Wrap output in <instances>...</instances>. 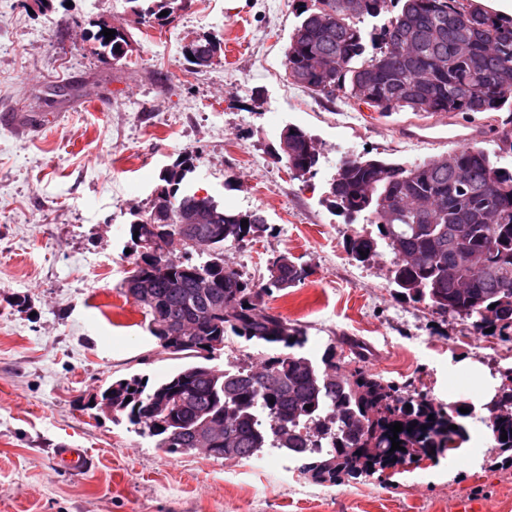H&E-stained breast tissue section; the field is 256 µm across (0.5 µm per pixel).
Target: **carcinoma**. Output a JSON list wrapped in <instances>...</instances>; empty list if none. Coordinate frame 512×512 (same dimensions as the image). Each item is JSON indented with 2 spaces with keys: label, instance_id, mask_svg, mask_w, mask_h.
Wrapping results in <instances>:
<instances>
[{
  "label": "carcinoma",
  "instance_id": "carcinoma-1",
  "mask_svg": "<svg viewBox=\"0 0 512 512\" xmlns=\"http://www.w3.org/2000/svg\"><path fill=\"white\" fill-rule=\"evenodd\" d=\"M144 22L169 19L188 0H126ZM345 0H301L294 30L302 40L289 41L286 77L311 92L331 98L341 92L373 112L473 116L512 112V22L503 23L472 7V0H362L355 15ZM397 12H391V8ZM166 11L168 15L161 16ZM335 38H325V24ZM86 39L114 59L129 47L127 29L115 26L113 39L95 24ZM288 160L299 176L316 174L320 158L307 153L315 142L293 126ZM496 149H453L452 165L429 159L409 164L356 156L338 163L327 200L334 212L354 223L359 217L376 225L377 237L357 234L346 241L353 259L363 262L386 247L393 255L390 283L404 300L424 303L438 313L471 320L473 331L499 336L512 329V170L499 160L512 156V130L496 132ZM468 170L466 183L456 168ZM191 157L185 155L162 176L147 218L169 233L178 225L169 214L202 209L203 249L197 259L172 254L151 260L138 251L122 288L149 319L152 336L163 341L170 320L193 319L219 294L222 306L184 342L162 345L178 359L192 358L152 384L133 375L112 381L101 396H112L113 419L122 418L139 433L155 439L170 454L198 451L193 425H213L226 459H250L265 448H277L298 464L313 482L334 485L367 478L413 457L435 458L466 437L459 406L435 403L425 393L402 396L398 388L357 366L351 370L329 343L320 360L300 353L308 341L300 327L288 324L263 304V297L286 292L305 280L307 269L295 262L268 260L266 280L255 283L224 261V245L256 241L271 226L258 211H237L215 200H199L181 191ZM393 200L395 218L383 222L375 213ZM248 226H241V220ZM365 255H360V252ZM208 287H201V283ZM260 344L271 353L240 369L233 362L210 364L223 351L229 335ZM496 390L504 411L483 418L493 447L512 463V369ZM181 403L169 411L168 430L155 428V411L171 394ZM400 422V446L391 450L390 425ZM457 429H452V426ZM507 440H501L502 434Z\"/></svg>",
  "mask_w": 512,
  "mask_h": 512
}]
</instances>
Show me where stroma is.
<instances>
[{"mask_svg":"<svg viewBox=\"0 0 512 512\" xmlns=\"http://www.w3.org/2000/svg\"><path fill=\"white\" fill-rule=\"evenodd\" d=\"M297 7L191 0L161 25L133 23L127 0H0V512H512V464L490 450L467 471L455 469L457 449L323 486L273 448L265 470L167 453L90 405L112 379L153 381L181 365L121 283L130 223L188 152L183 189L260 211L272 227L248 245L226 244L230 265L256 282L282 252L306 266L304 282L265 303L306 330L308 356L321 358L334 339L346 358L348 341H359L367 372L445 405L471 401L463 360L494 377L512 366L461 344L468 322L397 298L391 254L362 263L347 254L348 237L376 227L332 213L337 159L418 164L451 145L403 140L413 113L382 116L288 81ZM98 21L127 26L123 58L84 38ZM203 34L223 40L224 61L199 72L183 49ZM289 124L316 139V175L294 178L275 158ZM57 448L88 449L91 469L65 471Z\"/></svg>","mask_w":512,"mask_h":512,"instance_id":"35a3bbf8","label":"stroma"}]
</instances>
